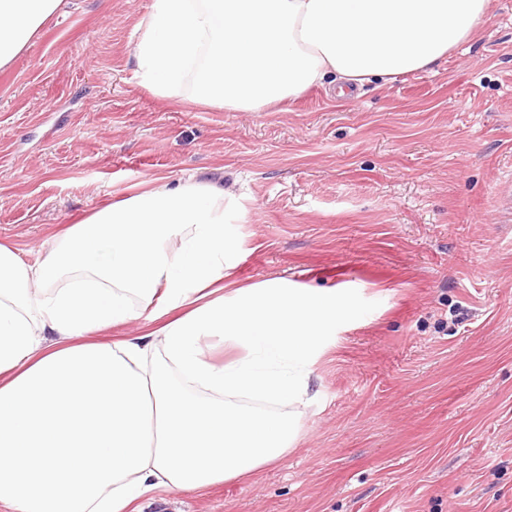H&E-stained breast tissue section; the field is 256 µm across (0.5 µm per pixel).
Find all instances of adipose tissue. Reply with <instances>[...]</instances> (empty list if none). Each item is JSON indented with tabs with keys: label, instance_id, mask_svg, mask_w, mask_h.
Here are the masks:
<instances>
[{
	"label": "adipose tissue",
	"instance_id": "ef3b65f1",
	"mask_svg": "<svg viewBox=\"0 0 512 512\" xmlns=\"http://www.w3.org/2000/svg\"><path fill=\"white\" fill-rule=\"evenodd\" d=\"M491 0H150L133 74L151 94L263 112L427 69L471 40ZM62 0H0V68ZM229 192L151 178L33 261L0 244V507L139 512L290 452L310 358L348 301L287 280L226 288ZM144 320L109 344L92 334ZM219 338L238 357L215 362Z\"/></svg>",
	"mask_w": 512,
	"mask_h": 512
}]
</instances>
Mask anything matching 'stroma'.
<instances>
[{"label": "stroma", "instance_id": "stroma-1", "mask_svg": "<svg viewBox=\"0 0 512 512\" xmlns=\"http://www.w3.org/2000/svg\"><path fill=\"white\" fill-rule=\"evenodd\" d=\"M150 0H65L0 69V243L25 261L140 183L232 191L231 282L338 289L283 459L142 512H512V0L433 69L273 112L136 85Z\"/></svg>", "mask_w": 512, "mask_h": 512}]
</instances>
